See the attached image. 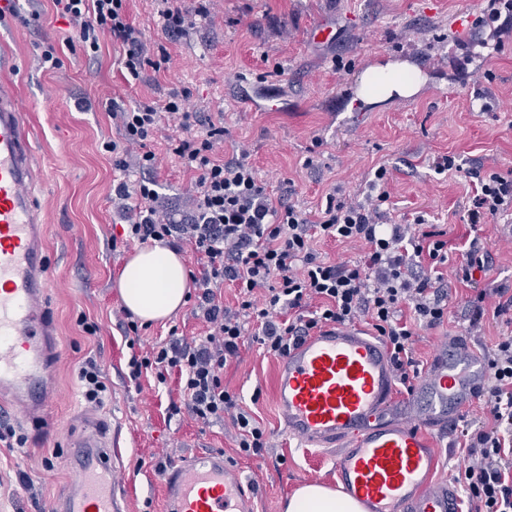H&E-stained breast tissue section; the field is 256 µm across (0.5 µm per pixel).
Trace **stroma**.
Masks as SVG:
<instances>
[{
  "mask_svg": "<svg viewBox=\"0 0 512 512\" xmlns=\"http://www.w3.org/2000/svg\"><path fill=\"white\" fill-rule=\"evenodd\" d=\"M493 0H212L210 17H194L179 40H169L159 16V0H127L133 24L150 47L165 45L172 64L145 69L132 78L120 64V45L104 40L99 53L80 45L64 48L71 31L53 0H16L14 14L0 20V50L11 56L10 78L24 104L30 143L40 178L35 188L49 230L54 279L47 295L66 359L57 369L47 421L34 427L20 416L12 426L23 446H0V512H55L70 489L72 471L65 445L98 430L117 439L124 475V512H163V488L156 463L220 450L233 457L231 420L210 426L188 411L170 415L179 397L177 377L166 384L153 378L130 383L132 354L120 323L124 305L120 272L139 243H113L119 217L112 186L135 183L136 167L120 172L102 144L117 138L102 104L113 98L132 105L189 92L192 111L224 117V154L249 150L248 161L262 182L287 180L293 201L311 212L327 196L365 202L387 191L385 204L394 224L417 217L447 231L452 242L476 231L493 258L484 288L512 284V222L507 217L470 228L467 210L472 187L464 173H436V156L451 152L467 166L512 170V36L502 53L479 47L491 27L476 28ZM332 37L317 41V26ZM60 49L61 68L40 63L44 46ZM415 64L425 77L421 91L370 105L357 96L359 78L376 58ZM483 93L490 111L471 107ZM150 144L161 155L158 190L172 202L191 192L192 177L167 152L173 120ZM386 167L384 187L373 184ZM471 290L457 285L456 314L437 328L420 331L414 357L430 365L441 341L467 334L459 309ZM94 320L90 336L79 316ZM206 324L184 305L169 319L142 332L151 343L177 333L205 335ZM94 360L112 397L103 409L86 402L78 370ZM278 358L246 344L239 363L226 368L225 385L240 394L242 406L265 424L271 450L262 459L241 460L257 512H282L288 497L308 480L335 485L332 448H302L278 428L274 391Z\"/></svg>",
  "mask_w": 512,
  "mask_h": 512,
  "instance_id": "obj_1",
  "label": "stroma"
}]
</instances>
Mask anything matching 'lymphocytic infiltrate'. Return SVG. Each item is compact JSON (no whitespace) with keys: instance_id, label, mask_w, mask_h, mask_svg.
Here are the masks:
<instances>
[{"instance_id":"1","label":"lymphocytic infiltrate","mask_w":512,"mask_h":512,"mask_svg":"<svg viewBox=\"0 0 512 512\" xmlns=\"http://www.w3.org/2000/svg\"><path fill=\"white\" fill-rule=\"evenodd\" d=\"M84 48L99 51L101 36L123 47L121 65L139 78L145 68H167V51L151 54L141 31L129 18L127 0H54ZM187 94L165 102L141 101L126 107L108 100L105 107L119 131V140L103 142L112 164L135 165L146 174L135 185L121 182L112 200L126 214V241L160 243L173 250L190 245L199 267L192 274L193 312L208 326L206 335L170 337L142 347L137 321L124 320L125 340L133 353L128 379L140 382L147 373L158 383L177 376L182 404L170 414L188 410L202 425L231 419L237 430L236 453L245 459L269 452L264 427L240 405L237 393L224 384V369L239 359L244 336L264 353L284 357L291 347L323 326L340 323L371 325L384 342L397 378L410 384L420 369L413 357L417 329H433L451 312L448 281L428 270L448 261V242L441 232L417 224L386 225L387 193L356 204L328 197L317 217L292 202L289 188H269L257 176L246 154L223 159L224 123L201 119L190 111ZM177 121L180 135L168 141L169 152L195 176L192 207L175 211L162 198L148 174L159 158L150 143L164 117ZM437 173L466 171L474 180L468 224L512 212V172L502 174L464 169L457 155L433 161ZM353 243L363 249L353 264L320 261L316 239ZM466 260L456 271L461 282L475 286L467 307L470 328L484 319L512 324V287L477 288L492 257L480 237L462 246ZM238 288V307H225L216 288L223 282ZM411 318H404V311ZM485 390L490 418L463 422L461 446L468 464L458 476L466 512H512V336L500 337L489 361Z\"/></svg>"}]
</instances>
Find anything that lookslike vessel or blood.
I'll return each instance as SVG.
<instances>
[{
    "label": "vessel or blood",
    "mask_w": 512,
    "mask_h": 512,
    "mask_svg": "<svg viewBox=\"0 0 512 512\" xmlns=\"http://www.w3.org/2000/svg\"><path fill=\"white\" fill-rule=\"evenodd\" d=\"M30 132L14 83L0 79V403L44 423L64 358L46 306L48 226L32 186ZM490 379L488 362L460 336L439 345L412 396L398 402L383 344L336 325L304 338L277 371L279 423L300 446L336 451V482L363 512H459L454 484L432 481V434L454 424ZM112 447L98 432L77 439L72 484L56 512H121ZM165 512H255L244 471L218 451L161 475Z\"/></svg>",
    "instance_id": "1"
}]
</instances>
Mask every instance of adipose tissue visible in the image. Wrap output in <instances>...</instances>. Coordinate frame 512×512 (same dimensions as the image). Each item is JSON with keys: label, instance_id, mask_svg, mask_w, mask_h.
Wrapping results in <instances>:
<instances>
[{"label": "adipose tissue", "instance_id": "adipose-tissue-1", "mask_svg": "<svg viewBox=\"0 0 512 512\" xmlns=\"http://www.w3.org/2000/svg\"><path fill=\"white\" fill-rule=\"evenodd\" d=\"M423 86L419 70L406 62H377L360 77L359 97L378 104L393 97L415 96ZM121 300L142 321L169 318L185 302L189 288L184 262L160 245L138 250L125 264L118 281ZM284 512H362L342 491L320 483L301 486L288 499Z\"/></svg>", "mask_w": 512, "mask_h": 512}]
</instances>
